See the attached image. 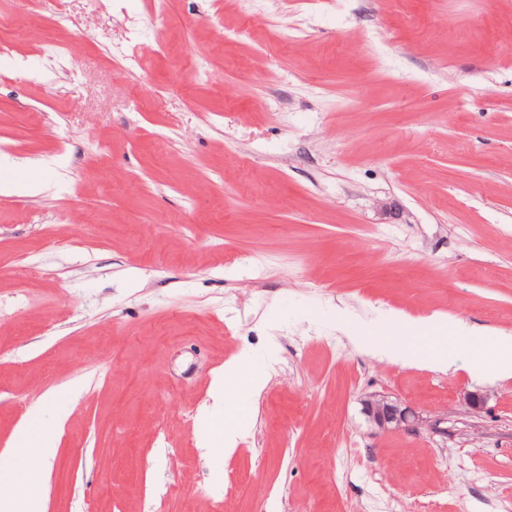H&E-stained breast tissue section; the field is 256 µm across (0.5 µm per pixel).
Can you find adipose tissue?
<instances>
[{
	"instance_id": "1",
	"label": "adipose tissue",
	"mask_w": 512,
	"mask_h": 512,
	"mask_svg": "<svg viewBox=\"0 0 512 512\" xmlns=\"http://www.w3.org/2000/svg\"><path fill=\"white\" fill-rule=\"evenodd\" d=\"M54 453L51 437L38 438L27 451V460L14 489L0 492V512H43L38 488L44 477V468Z\"/></svg>"
}]
</instances>
